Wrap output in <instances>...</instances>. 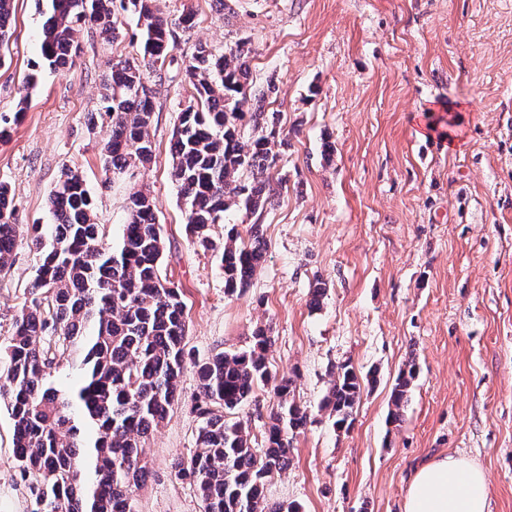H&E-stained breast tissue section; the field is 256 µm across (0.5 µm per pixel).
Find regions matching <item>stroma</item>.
<instances>
[{
    "mask_svg": "<svg viewBox=\"0 0 512 512\" xmlns=\"http://www.w3.org/2000/svg\"><path fill=\"white\" fill-rule=\"evenodd\" d=\"M226 3L156 0L175 47L154 88L153 159L113 181L103 170L100 93L113 59L136 52V17L124 13L112 41L82 29L75 66L42 70L28 90L49 0H14L0 52V114L13 120L0 142V181L12 188L20 227L52 223L48 199L66 166L81 171L110 246L120 243L130 193L146 189L158 202L162 271L187 304L188 358L178 402L146 444L136 512H203L172 470L196 451L194 363L246 349L259 325L271 329L270 371L294 379L312 414L290 466L268 481V501L301 512H403L415 469L448 454L483 469L488 512H512V0ZM189 12L195 26L178 27ZM241 40L254 49L251 80L279 87L269 109L288 145L261 216L235 210L210 228L219 245L228 224L266 228L251 288L228 297L217 252L187 233L170 140L195 44L221 51ZM36 266L22 241L0 271V339ZM317 277L327 290L315 307ZM411 357L418 375L402 422L392 423L391 387ZM338 362L377 373L346 430L320 408ZM276 404L262 385L235 416L260 439ZM12 435L0 407V512H30Z\"/></svg>",
    "mask_w": 512,
    "mask_h": 512,
    "instance_id": "stroma-1",
    "label": "stroma"
}]
</instances>
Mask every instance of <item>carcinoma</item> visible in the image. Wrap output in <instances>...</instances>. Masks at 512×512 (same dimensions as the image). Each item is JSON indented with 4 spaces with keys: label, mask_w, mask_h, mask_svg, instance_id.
<instances>
[{
    "label": "carcinoma",
    "mask_w": 512,
    "mask_h": 512,
    "mask_svg": "<svg viewBox=\"0 0 512 512\" xmlns=\"http://www.w3.org/2000/svg\"><path fill=\"white\" fill-rule=\"evenodd\" d=\"M14 0H0V44L9 41ZM154 0H52L42 29L41 67L68 71L78 49L76 34L88 25L116 38L115 8L137 15L140 48L112 63L102 95L108 117L105 171L119 176L153 155L149 127L154 103L149 80L162 81L170 56L171 31ZM251 50L240 42L219 53L200 43L185 65L189 104L180 109L171 139V179L187 208V227L205 249L219 250L224 294L251 287L265 261L264 225L246 237L230 228L218 247L209 236L227 213L264 209L273 191L269 174L283 145L275 123L262 112L276 93L270 80L250 81ZM252 122V135L239 125ZM55 223L28 228L38 256L30 300L14 316L12 333L0 341V405L13 421L16 467L27 483L31 512H135L134 488L148 474L146 440L177 401L185 362L187 305L180 289L163 275L164 249L157 202L137 190L117 248L104 243V227L93 219V201L77 169L67 167L49 196ZM18 242L11 188L0 182V270L10 264ZM268 329L257 327L248 349L220 353L196 364L200 382L196 447L178 459L175 475L199 495L203 512H300L293 502L270 503L268 479L288 469L293 437L310 416L294 398L289 377L275 379L267 365ZM63 361L79 367L72 390L50 379ZM417 375L415 359L400 370L391 392L389 419L402 420L407 393ZM347 364L323 398L333 426L351 423L365 383ZM275 382L276 409L261 447L248 425L232 419L260 384Z\"/></svg>",
    "instance_id": "1"
}]
</instances>
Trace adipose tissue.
<instances>
[{"mask_svg":"<svg viewBox=\"0 0 512 512\" xmlns=\"http://www.w3.org/2000/svg\"><path fill=\"white\" fill-rule=\"evenodd\" d=\"M485 477L464 459L442 455L418 467L407 487L404 512H486Z\"/></svg>","mask_w":512,"mask_h":512,"instance_id":"ef3b65f1","label":"adipose tissue"}]
</instances>
